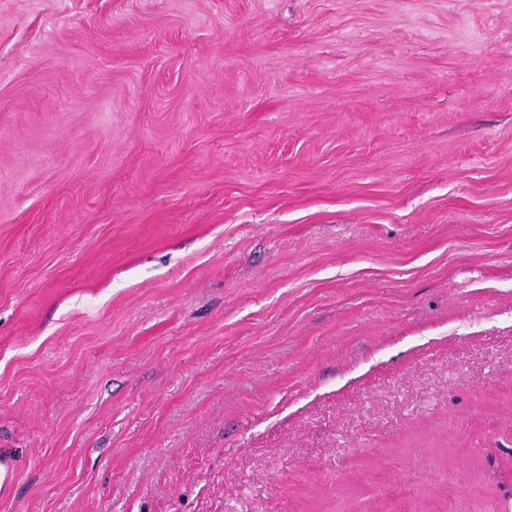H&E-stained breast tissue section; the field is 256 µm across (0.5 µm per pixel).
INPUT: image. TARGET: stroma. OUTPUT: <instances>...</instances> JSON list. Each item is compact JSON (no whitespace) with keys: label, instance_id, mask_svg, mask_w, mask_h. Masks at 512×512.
<instances>
[{"label":"stroma","instance_id":"obj_1","mask_svg":"<svg viewBox=\"0 0 512 512\" xmlns=\"http://www.w3.org/2000/svg\"><path fill=\"white\" fill-rule=\"evenodd\" d=\"M0 512H512V0H0Z\"/></svg>","mask_w":512,"mask_h":512}]
</instances>
